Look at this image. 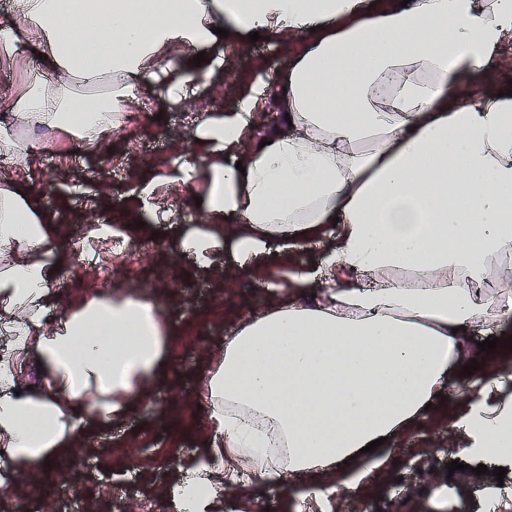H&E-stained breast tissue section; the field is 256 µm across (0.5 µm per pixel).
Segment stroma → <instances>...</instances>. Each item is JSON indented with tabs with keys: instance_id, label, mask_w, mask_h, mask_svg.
<instances>
[{
	"instance_id": "obj_1",
	"label": "stroma",
	"mask_w": 512,
	"mask_h": 512,
	"mask_svg": "<svg viewBox=\"0 0 512 512\" xmlns=\"http://www.w3.org/2000/svg\"><path fill=\"white\" fill-rule=\"evenodd\" d=\"M303 43L287 46L262 38L240 47L223 70L208 72L187 100L171 103L151 97L133 104L118 134L109 136L102 151H86L75 136L45 127H30L0 108V124L33 141L36 157L26 178L54 217L50 226L59 275L54 315L88 296L97 279L121 290L153 292L171 327L168 361L148 398L128 419L100 430L89 428L73 447L80 464L68 460L46 470L26 473L15 482L34 496L37 507L56 512L69 500L76 512H122L128 504L139 512H170L169 490L178 469L196 466L209 439L206 400L201 380L246 316L262 308L269 296L266 285L290 284L306 273L323 279L317 265V246L298 240L297 261L283 265L270 258L250 273L234 276L233 284L219 281L232 274V260L219 259L214 270L200 271L176 250V242L200 223L195 202L206 187L195 180L189 192L178 195L170 184L181 180L171 157L191 127L188 112L223 113L257 79L278 86ZM53 82L37 54L26 65L0 64V99L10 100L26 85L28 73ZM163 177L154 203L167 212L150 220L141 183ZM98 255L96 265L73 260L75 243ZM462 397L449 393L433 404L406 439L391 450L392 463L372 473L361 497L338 498L334 512H486L484 476L470 470L448 472L459 459L449 403ZM422 477L411 479L414 466ZM293 494L265 488L239 477L224 485V512H297Z\"/></svg>"
}]
</instances>
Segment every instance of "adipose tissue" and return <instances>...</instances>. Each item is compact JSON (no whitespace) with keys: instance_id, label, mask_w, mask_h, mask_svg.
I'll use <instances>...</instances> for the list:
<instances>
[{"instance_id":"1","label":"adipose tissue","mask_w":512,"mask_h":512,"mask_svg":"<svg viewBox=\"0 0 512 512\" xmlns=\"http://www.w3.org/2000/svg\"><path fill=\"white\" fill-rule=\"evenodd\" d=\"M33 28L57 79L29 81L8 109L90 148L140 98L197 88L184 51L220 68L252 32L304 41L284 91L258 83L190 132L175 163L207 192L202 226L178 249L204 269L228 251L243 275L273 250L294 263L288 241L306 236L322 240L323 268L373 283L315 290L301 277L240 322L205 375L213 440L174 486L176 512H217L224 475L238 471L282 488L304 478L302 500L361 495L389 445L474 359L472 396L450 407L461 451L512 460V371L470 345L477 325L512 320V266L499 265L512 254V96L483 82L512 42V0H17L0 59H22ZM78 79L107 87L84 97ZM271 96L275 112L257 123ZM0 151L16 175L0 187V251H15L0 268V310L17 330L0 358V470L15 474L132 414L168 329L147 293L104 286L46 322L51 219L21 190L28 144L0 135ZM31 358L44 382L16 392Z\"/></svg>"}]
</instances>
